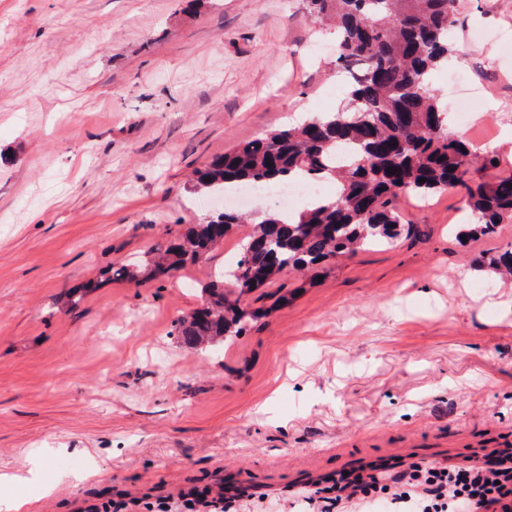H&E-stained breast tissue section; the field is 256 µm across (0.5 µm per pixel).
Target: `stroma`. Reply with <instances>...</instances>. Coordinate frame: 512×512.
I'll list each match as a JSON object with an SVG mask.
<instances>
[{"instance_id":"stroma-1","label":"stroma","mask_w":512,"mask_h":512,"mask_svg":"<svg viewBox=\"0 0 512 512\" xmlns=\"http://www.w3.org/2000/svg\"><path fill=\"white\" fill-rule=\"evenodd\" d=\"M458 71L475 112L512 125V0H466ZM336 32L304 0H0V484L30 512L83 501L242 492L303 512L343 472L479 464L512 452V280L459 242L465 188L401 198L406 230L284 276L233 344L171 330L249 225L173 277L108 281L220 211L212 157L342 103Z\"/></svg>"}]
</instances>
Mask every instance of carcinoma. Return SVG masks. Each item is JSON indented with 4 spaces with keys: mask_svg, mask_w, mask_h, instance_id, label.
<instances>
[{
    "mask_svg": "<svg viewBox=\"0 0 512 512\" xmlns=\"http://www.w3.org/2000/svg\"><path fill=\"white\" fill-rule=\"evenodd\" d=\"M462 0H307L313 22L336 28V63L347 105L298 126L269 132L213 158L193 187L213 195L227 185L258 189L296 179L337 178L334 196L297 217L271 209L243 240L240 258L202 288L203 305L179 317L177 338L205 351L245 333L261 311L239 306L240 297L284 272L317 276L336 257L367 245L392 243L404 225L397 203L425 199L459 185L474 168L495 158L477 152L448 123L447 107L431 76L448 66ZM392 173H387V169ZM473 228L488 236L512 223V174L468 187ZM247 218L224 211L187 224L144 266L126 264L108 280L147 281L171 275L209 252ZM512 272V251L478 264Z\"/></svg>",
    "mask_w": 512,
    "mask_h": 512,
    "instance_id": "1",
    "label": "carcinoma"
}]
</instances>
